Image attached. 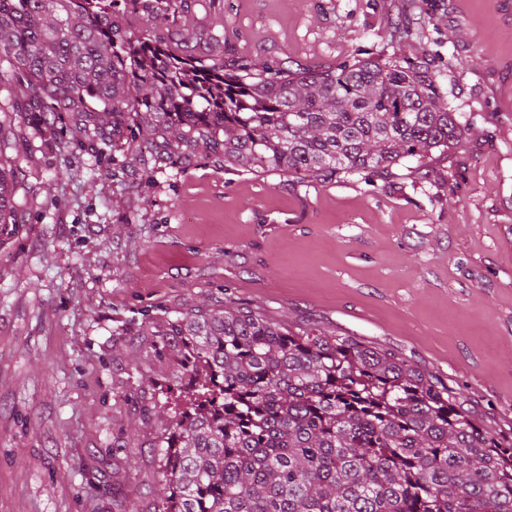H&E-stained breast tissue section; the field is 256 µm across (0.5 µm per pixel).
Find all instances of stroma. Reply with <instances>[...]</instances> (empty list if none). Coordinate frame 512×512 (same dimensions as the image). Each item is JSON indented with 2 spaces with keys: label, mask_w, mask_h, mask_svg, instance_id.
Masks as SVG:
<instances>
[{
  "label": "stroma",
  "mask_w": 512,
  "mask_h": 512,
  "mask_svg": "<svg viewBox=\"0 0 512 512\" xmlns=\"http://www.w3.org/2000/svg\"><path fill=\"white\" fill-rule=\"evenodd\" d=\"M194 11L270 62L426 55L468 135L375 182L324 184L240 173L203 145L182 169L117 181L111 158L29 134L42 187L0 235V512H155L158 446L187 407L177 345L155 333L205 307L392 349L512 436V0Z\"/></svg>",
  "instance_id": "35a3bbf8"
}]
</instances>
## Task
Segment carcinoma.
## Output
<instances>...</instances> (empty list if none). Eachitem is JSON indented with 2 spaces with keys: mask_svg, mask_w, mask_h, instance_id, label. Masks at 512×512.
<instances>
[{
  "mask_svg": "<svg viewBox=\"0 0 512 512\" xmlns=\"http://www.w3.org/2000/svg\"><path fill=\"white\" fill-rule=\"evenodd\" d=\"M136 0H0V232L29 208L39 163L16 125L69 153L133 152L162 135L175 165L201 144L224 167L290 181L384 173L467 134L425 57L328 67L261 62L210 33L188 59ZM181 17L188 0H156ZM192 409L165 437L157 512H512V438L399 354L269 322L241 306L168 322Z\"/></svg>",
  "mask_w": 512,
  "mask_h": 512,
  "instance_id": "cac0c4a2",
  "label": "carcinoma"
}]
</instances>
